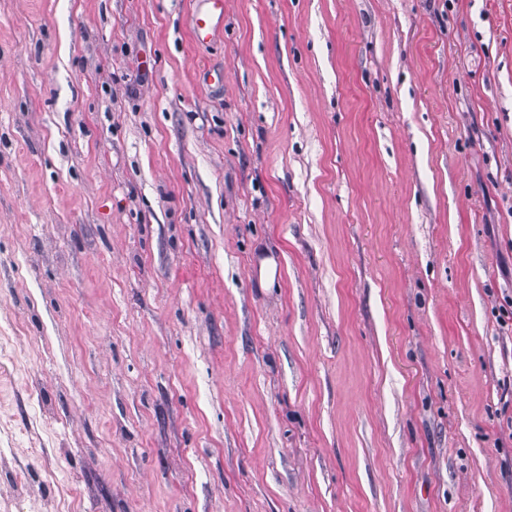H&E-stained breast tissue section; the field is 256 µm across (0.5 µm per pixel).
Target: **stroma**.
<instances>
[{
	"instance_id": "obj_1",
	"label": "stroma",
	"mask_w": 512,
	"mask_h": 512,
	"mask_svg": "<svg viewBox=\"0 0 512 512\" xmlns=\"http://www.w3.org/2000/svg\"><path fill=\"white\" fill-rule=\"evenodd\" d=\"M189 9L0 0V512H512V0ZM224 28V0H193L191 33L198 44L208 43Z\"/></svg>"
}]
</instances>
